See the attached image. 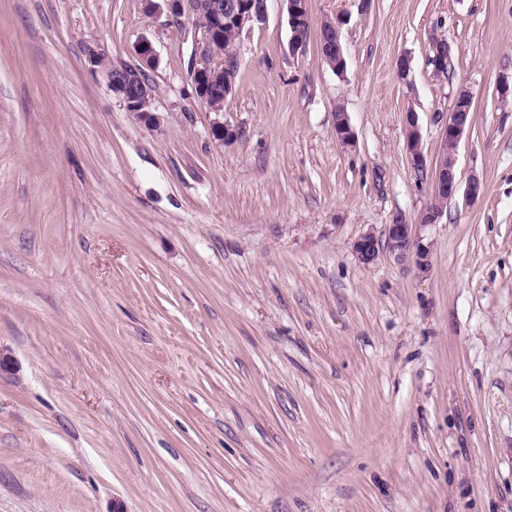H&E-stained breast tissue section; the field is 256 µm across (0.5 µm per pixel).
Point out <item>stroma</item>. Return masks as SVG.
<instances>
[{
	"instance_id": "stroma-1",
	"label": "stroma",
	"mask_w": 512,
	"mask_h": 512,
	"mask_svg": "<svg viewBox=\"0 0 512 512\" xmlns=\"http://www.w3.org/2000/svg\"><path fill=\"white\" fill-rule=\"evenodd\" d=\"M308 8L302 51L281 0L243 33L221 145L192 18L0 0V512H512V0ZM143 38L154 130L89 63ZM462 90L461 190L423 227ZM398 214L427 273L353 252ZM343 21L341 18L336 17L335 23L332 26V31L329 34L328 40L324 43L327 49V52L329 55H335L337 58V63L335 59H328L325 60L323 57V62L332 70L334 71L332 64L336 63V67L338 71L344 72L346 67V56L344 53V50L342 48L341 42H340V27L342 25ZM335 72V71H334ZM405 133L412 166L415 170L422 171L426 167V159L421 151V135L415 112H407Z\"/></svg>"
}]
</instances>
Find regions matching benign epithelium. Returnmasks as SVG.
<instances>
[{
  "instance_id": "obj_1",
  "label": "benign epithelium",
  "mask_w": 512,
  "mask_h": 512,
  "mask_svg": "<svg viewBox=\"0 0 512 512\" xmlns=\"http://www.w3.org/2000/svg\"><path fill=\"white\" fill-rule=\"evenodd\" d=\"M171 15L179 18L183 15L192 16L196 13V0H162ZM288 15V24L293 33V46L302 48L304 39L300 34L309 24L308 0H282ZM208 22L199 28L192 78L197 96L217 115L211 126V134L215 141L224 145L231 144L242 136L239 127L220 119L224 111V96L233 88L236 59L224 53V29L231 28L238 33L264 23L268 11V0H232L228 4L224 0H208L206 5ZM341 18H335L332 31L325 42L327 52L336 56V67L342 72L346 67V56L340 42ZM135 53L139 64L135 67L121 62H113L98 52L89 54V62L101 75L109 90L118 97L133 114L135 119L148 128L160 125L159 117L149 110L151 86L146 78V71L156 65V53L150 41L140 40ZM471 96L467 91L458 94L444 128L445 156L437 174L438 195L450 200L459 191L455 173L454 149L463 134L470 128L469 108ZM407 149L415 170L426 167V159L421 151V135L416 115L409 112L405 125ZM336 136L346 146L354 145V132L347 114H342L336 121ZM353 251L363 265L375 263L380 255L388 253L399 263L406 262L416 256L420 272L429 269L428 251L420 244L416 234V225L406 223L397 216L386 225L385 238H378L373 232L367 231L354 243Z\"/></svg>"
}]
</instances>
